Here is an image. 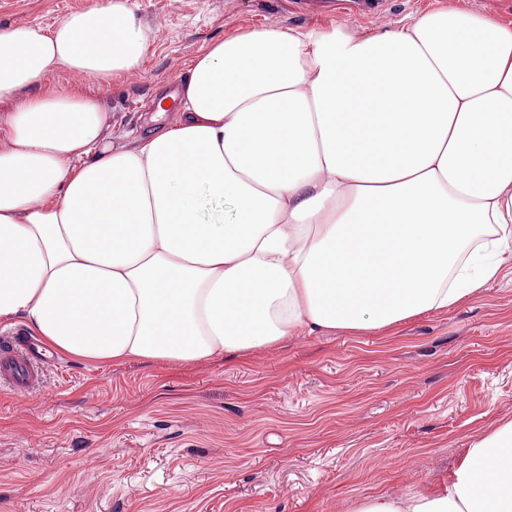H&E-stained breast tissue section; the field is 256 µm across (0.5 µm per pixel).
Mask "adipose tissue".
Instances as JSON below:
<instances>
[{"label":"adipose tissue","mask_w":512,"mask_h":512,"mask_svg":"<svg viewBox=\"0 0 512 512\" xmlns=\"http://www.w3.org/2000/svg\"><path fill=\"white\" fill-rule=\"evenodd\" d=\"M148 43L126 0L0 26V324L92 362L197 363L394 329L512 256V24L451 7L360 35L255 29L196 56L149 137L46 82L137 74ZM206 198L232 221H204ZM356 512H512V421L447 485Z\"/></svg>","instance_id":"ef3b65f1"}]
</instances>
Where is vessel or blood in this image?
Listing matches in <instances>:
<instances>
[{"label":"vessel or blood","mask_w":512,"mask_h":512,"mask_svg":"<svg viewBox=\"0 0 512 512\" xmlns=\"http://www.w3.org/2000/svg\"><path fill=\"white\" fill-rule=\"evenodd\" d=\"M56 359L33 341L19 336L0 337V387L24 397L38 390L47 368Z\"/></svg>","instance_id":"b4317fda"}]
</instances>
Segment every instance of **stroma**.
<instances>
[{
  "label": "stroma",
  "instance_id": "35a3bbf8",
  "mask_svg": "<svg viewBox=\"0 0 512 512\" xmlns=\"http://www.w3.org/2000/svg\"><path fill=\"white\" fill-rule=\"evenodd\" d=\"M96 0H0V26L49 29ZM150 29L137 76L49 80L149 135L213 42L274 26L395 30L454 6L512 23V0H387L338 20L294 0H129ZM42 388L0 389V512H355L447 482L471 441L512 421V262L470 300L389 333L295 336L188 365L59 355Z\"/></svg>",
  "mask_w": 512,
  "mask_h": 512
}]
</instances>
